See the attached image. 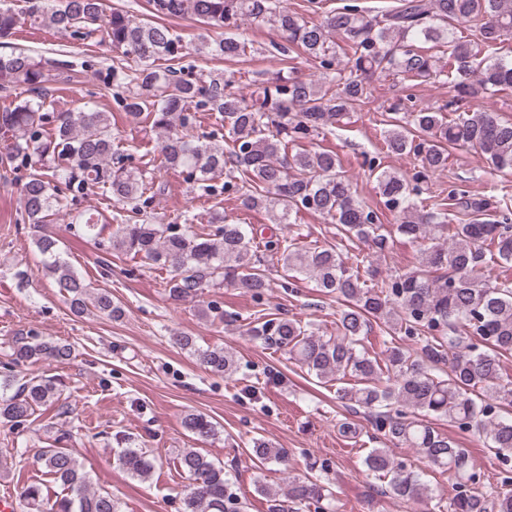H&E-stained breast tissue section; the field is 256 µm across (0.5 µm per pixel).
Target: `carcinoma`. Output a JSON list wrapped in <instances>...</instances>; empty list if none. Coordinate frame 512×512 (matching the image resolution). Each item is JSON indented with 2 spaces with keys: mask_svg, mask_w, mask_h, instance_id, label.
<instances>
[{
  "mask_svg": "<svg viewBox=\"0 0 512 512\" xmlns=\"http://www.w3.org/2000/svg\"><path fill=\"white\" fill-rule=\"evenodd\" d=\"M19 8L0 2V38L19 26H47L86 40L104 30L112 48L136 66H112L104 83L124 84L129 94L118 105L131 120L149 123L159 138V166L184 176L205 195L233 190L247 211L263 210L273 224H290L302 211L336 224L338 234L370 241L375 253L388 250L396 233L420 246L418 266L374 281L372 259L343 252L335 245L299 244L286 236L264 243L293 277L305 276L326 294L336 295L342 309L336 335L319 334L293 318L269 319L248 329L249 336L280 350L323 383L336 385V398L354 414H364L398 448H410L430 468L448 476L454 495L446 512H512V471L504 470L500 489L483 490V475L475 470L467 450L441 432L435 422L448 420L461 433L483 435L496 456L512 461V376L504 373L501 356L512 354V224L504 214L486 217L494 208L492 195H471L452 188L428 211L418 209L419 182L448 167V148L472 147L487 163L512 172V120L495 112H462L460 103L489 92L512 89V57L502 54L512 35V0H399L396 8L370 15L357 4H346L318 22L289 11L281 0H152L155 14L192 17L227 30L245 22L274 27L276 51L329 69L346 42V70L334 92L289 70L260 83L250 96L232 91L231 81L184 76L175 67L181 39L162 21L138 19L122 10L105 14L104 0H22ZM470 33L459 36L454 26ZM432 42L448 54V75L456 95L443 105L421 107L410 95L391 104L394 118L386 130L387 151L411 155L419 170L410 178L384 169L372 159L382 206L403 217L390 229L378 211L358 201L336 151L307 148L325 127L364 103L371 80L391 76L408 87L438 72L424 44ZM200 56L244 60L252 53L239 36L200 39ZM41 62L23 51H0V92L19 86L41 87ZM45 101L23 99L0 107V164L29 162L34 172L22 185V204L30 223L51 224L63 203L62 189L81 193L102 186L112 199L145 213L137 224L117 225L112 249L139 257L146 264L171 272L168 295L174 301L196 297L208 288H244L260 295L269 287L263 263L252 249L253 228L216 213L213 231L186 225L161 224L146 215L155 196L146 171L125 163L112 134V114L83 107L54 116ZM216 112L224 122V138L215 132L194 134V113ZM472 215L453 224L450 211ZM71 223L86 234H101L98 217L81 212ZM48 258L45 267L69 296L76 316L89 308L117 319L122 308L107 291L88 297L87 285L60 259L57 239L36 238ZM379 321L391 336L381 352H371L362 336ZM413 341L412 345L405 340ZM206 369L229 377L236 371L235 355L222 348H202L187 334L174 337ZM68 344L19 337L11 362L4 368L70 358ZM13 389L11 395L4 390ZM63 389L53 377L0 381V422L19 427L40 407L59 400ZM184 429L201 439L215 435V424L201 413L182 419ZM252 453L262 463H288V454L256 439ZM47 473L62 486L50 499L38 484L22 491L26 512H120L108 492L90 487L70 448L41 450ZM117 465L140 480L155 463L143 448H122ZM188 485L183 512H241L231 474L194 448L177 455ZM368 471L387 479L396 499L428 505L432 489L412 466L395 461L391 449L372 448L364 458ZM288 502L333 510V493L320 479L297 478L288 483Z\"/></svg>",
  "mask_w": 512,
  "mask_h": 512,
  "instance_id": "cac0c4a2",
  "label": "carcinoma"
}]
</instances>
